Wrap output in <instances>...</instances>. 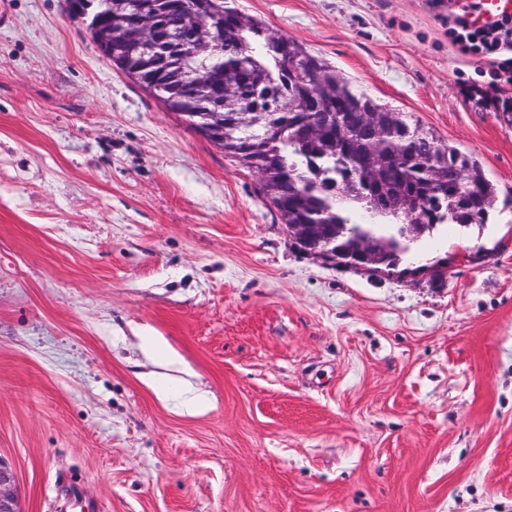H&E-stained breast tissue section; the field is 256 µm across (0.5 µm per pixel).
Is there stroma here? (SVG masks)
Listing matches in <instances>:
<instances>
[{
	"mask_svg": "<svg viewBox=\"0 0 512 512\" xmlns=\"http://www.w3.org/2000/svg\"><path fill=\"white\" fill-rule=\"evenodd\" d=\"M5 2L0 463L20 512H512V82L448 31L476 0H227L496 185L486 225L421 238L402 280L298 251L258 175L67 0Z\"/></svg>",
	"mask_w": 512,
	"mask_h": 512,
	"instance_id": "1",
	"label": "stroma"
}]
</instances>
